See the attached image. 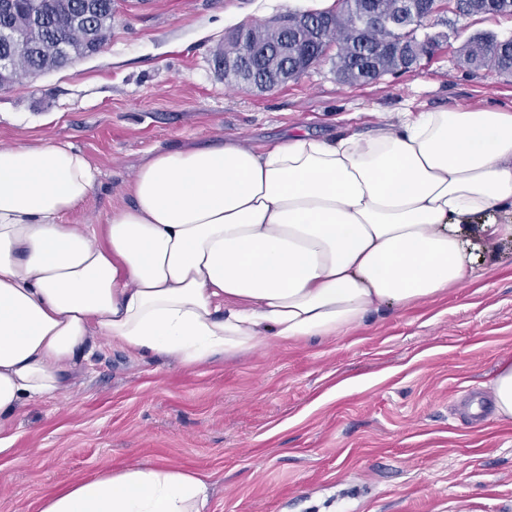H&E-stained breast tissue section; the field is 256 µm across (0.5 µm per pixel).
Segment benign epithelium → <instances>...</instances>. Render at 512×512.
<instances>
[{"label": "benign epithelium", "mask_w": 512, "mask_h": 512, "mask_svg": "<svg viewBox=\"0 0 512 512\" xmlns=\"http://www.w3.org/2000/svg\"><path fill=\"white\" fill-rule=\"evenodd\" d=\"M481 10L482 4L477 0H396L390 11L381 10L375 0H360L343 16L286 13L269 22V27L280 32L279 42L264 45L250 29L239 28L230 37L234 51L219 59L218 64L225 76L260 91L286 84L298 79L328 51L321 31L346 19L362 45L375 31L390 33L380 48L395 53L400 58L401 70L407 71L418 67L439 46L435 41L417 39V31L427 19L441 12L460 18L478 15ZM25 45L22 29L0 25V76L11 71L17 52ZM262 58L265 66L260 69L257 62Z\"/></svg>", "instance_id": "benign-epithelium-1"}]
</instances>
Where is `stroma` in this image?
<instances>
[{
  "label": "stroma",
  "mask_w": 512,
  "mask_h": 512,
  "mask_svg": "<svg viewBox=\"0 0 512 512\" xmlns=\"http://www.w3.org/2000/svg\"><path fill=\"white\" fill-rule=\"evenodd\" d=\"M96 54L0 88V144L72 145L97 168L68 223L129 203L151 154L239 137L262 146L302 129L368 133L398 112L512 108V75L465 64L472 37L512 36V17H432L447 39L410 72L342 83L334 54L259 92L228 84L215 55L235 24L271 21V0H115ZM234 11L238 23L224 20ZM512 360V249L434 300L372 312L349 335L185 367L99 340L69 396L19 411L0 454V512L127 463L201 473L207 512H512V422L471 414Z\"/></svg>",
  "instance_id": "stroma-1"
}]
</instances>
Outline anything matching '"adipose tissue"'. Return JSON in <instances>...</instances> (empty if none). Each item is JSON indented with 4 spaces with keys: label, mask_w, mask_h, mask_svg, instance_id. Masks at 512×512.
Instances as JSON below:
<instances>
[{
    "label": "adipose tissue",
    "mask_w": 512,
    "mask_h": 512,
    "mask_svg": "<svg viewBox=\"0 0 512 512\" xmlns=\"http://www.w3.org/2000/svg\"><path fill=\"white\" fill-rule=\"evenodd\" d=\"M95 181L71 146L0 148V421L67 391L97 337L197 366L469 284L512 241V109L159 151L130 205L75 230L64 219ZM209 499L205 476L143 461L40 512H205Z\"/></svg>",
    "instance_id": "adipose-tissue-1"
}]
</instances>
